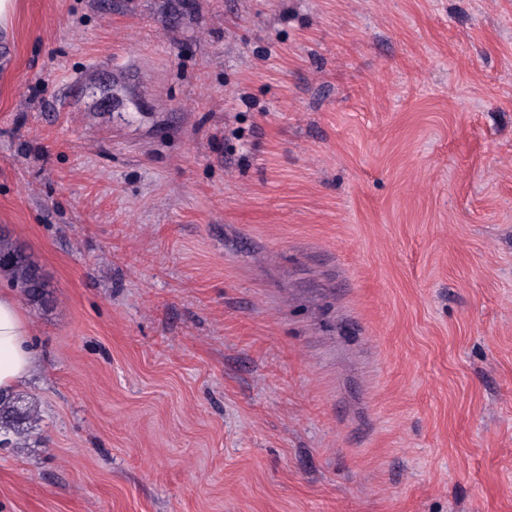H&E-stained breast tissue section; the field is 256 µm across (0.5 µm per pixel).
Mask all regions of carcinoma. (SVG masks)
I'll return each mask as SVG.
<instances>
[{"mask_svg": "<svg viewBox=\"0 0 512 512\" xmlns=\"http://www.w3.org/2000/svg\"><path fill=\"white\" fill-rule=\"evenodd\" d=\"M0 276L32 305L48 302V290L40 266L26 254L22 244L0 233ZM32 406L19 395L0 394V433L21 437L24 427L33 417Z\"/></svg>", "mask_w": 512, "mask_h": 512, "instance_id": "1", "label": "carcinoma"}]
</instances>
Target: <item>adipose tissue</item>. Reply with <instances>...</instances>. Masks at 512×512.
I'll list each match as a JSON object with an SVG mask.
<instances>
[{
	"instance_id": "ef3b65f1",
	"label": "adipose tissue",
	"mask_w": 512,
	"mask_h": 512,
	"mask_svg": "<svg viewBox=\"0 0 512 512\" xmlns=\"http://www.w3.org/2000/svg\"><path fill=\"white\" fill-rule=\"evenodd\" d=\"M36 368L34 331L16 295L0 290V390H16Z\"/></svg>"
}]
</instances>
